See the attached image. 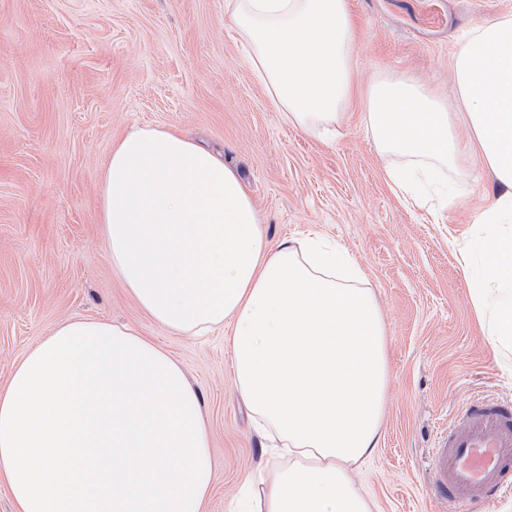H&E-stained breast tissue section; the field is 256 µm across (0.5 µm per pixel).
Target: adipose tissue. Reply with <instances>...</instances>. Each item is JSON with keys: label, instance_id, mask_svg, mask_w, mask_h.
Wrapping results in <instances>:
<instances>
[{"label": "adipose tissue", "instance_id": "obj_1", "mask_svg": "<svg viewBox=\"0 0 512 512\" xmlns=\"http://www.w3.org/2000/svg\"><path fill=\"white\" fill-rule=\"evenodd\" d=\"M253 73L284 122L329 130L351 102L349 0H229ZM465 132L410 78H382L363 119L404 200L442 206L460 155L497 191L459 249L475 313L512 350V18L477 28L454 61ZM109 261L148 318L199 336L228 328L239 394L284 465L255 512H373L355 466L380 446L386 328L348 252L320 235L270 244L223 157L174 129L112 143L99 187ZM16 512H202L210 444L195 387L159 346L76 319L42 338L0 391V483Z\"/></svg>", "mask_w": 512, "mask_h": 512}]
</instances>
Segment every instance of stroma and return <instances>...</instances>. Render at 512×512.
Returning a JSON list of instances; mask_svg holds the SVG:
<instances>
[{
    "instance_id": "1",
    "label": "stroma",
    "mask_w": 512,
    "mask_h": 512,
    "mask_svg": "<svg viewBox=\"0 0 512 512\" xmlns=\"http://www.w3.org/2000/svg\"><path fill=\"white\" fill-rule=\"evenodd\" d=\"M356 93L335 138L283 121L253 76L227 0H0V387L58 325L77 317L152 340L197 389L209 434L206 512H236L267 470L236 392L223 331L173 333L147 318L113 271L99 224L101 168L115 136L172 128L222 151L270 244L315 231L344 247L382 310L390 376L377 452L358 478L374 512H448L431 491L437 434L466 404L512 401V355L494 349L456 248L494 185L469 159L443 214L402 202L362 121L363 90L416 78L453 103V63L512 0H350Z\"/></svg>"
}]
</instances>
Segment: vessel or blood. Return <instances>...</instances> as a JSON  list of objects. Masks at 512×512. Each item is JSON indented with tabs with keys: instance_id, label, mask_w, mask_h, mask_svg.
Returning a JSON list of instances; mask_svg holds the SVG:
<instances>
[{
	"instance_id": "obj_1",
	"label": "vessel or blood",
	"mask_w": 512,
	"mask_h": 512,
	"mask_svg": "<svg viewBox=\"0 0 512 512\" xmlns=\"http://www.w3.org/2000/svg\"><path fill=\"white\" fill-rule=\"evenodd\" d=\"M433 490L448 512L512 496V403L473 402L449 423L434 449Z\"/></svg>"
}]
</instances>
